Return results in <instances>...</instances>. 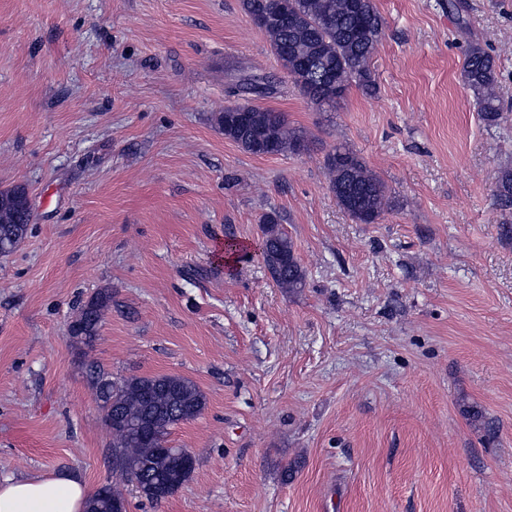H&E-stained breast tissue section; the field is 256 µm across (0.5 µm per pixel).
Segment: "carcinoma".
Wrapping results in <instances>:
<instances>
[{
  "label": "carcinoma",
  "mask_w": 512,
  "mask_h": 512,
  "mask_svg": "<svg viewBox=\"0 0 512 512\" xmlns=\"http://www.w3.org/2000/svg\"><path fill=\"white\" fill-rule=\"evenodd\" d=\"M243 13L268 38L270 46L300 94L312 105H332L353 85L367 94L376 91L369 61L385 35L386 22L372 0H240ZM462 80L477 98L482 119L490 126L503 121L496 93V60L480 44L469 45ZM240 89L271 94L274 84L251 74ZM224 137L253 155L296 154L307 149L303 133L290 127L286 115L272 109L243 104L224 106L216 115ZM330 189L357 223L373 224L392 205L385 183L367 169L358 155L338 147L327 155ZM498 205L512 209V167L497 175ZM21 187L0 190V255L13 253L27 237L33 221L31 209L22 208ZM263 261L280 287L302 291L306 275L297 261L293 241L266 220ZM112 291L97 293L80 308L68 326L77 345L91 346L98 336L104 307ZM91 388L112 438L126 481L140 486L154 483L177 468L179 449L167 448L170 427L195 419L206 397L191 380L175 375L114 378L96 367L89 374ZM126 502L115 483L101 486L91 497L87 512H112V503Z\"/></svg>",
  "instance_id": "cac0c4a2"
}]
</instances>
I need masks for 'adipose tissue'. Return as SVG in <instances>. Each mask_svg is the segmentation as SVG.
Returning <instances> with one entry per match:
<instances>
[{
  "label": "adipose tissue",
  "mask_w": 512,
  "mask_h": 512,
  "mask_svg": "<svg viewBox=\"0 0 512 512\" xmlns=\"http://www.w3.org/2000/svg\"><path fill=\"white\" fill-rule=\"evenodd\" d=\"M90 492L77 477L0 479V512H85Z\"/></svg>",
  "instance_id": "obj_1"
}]
</instances>
